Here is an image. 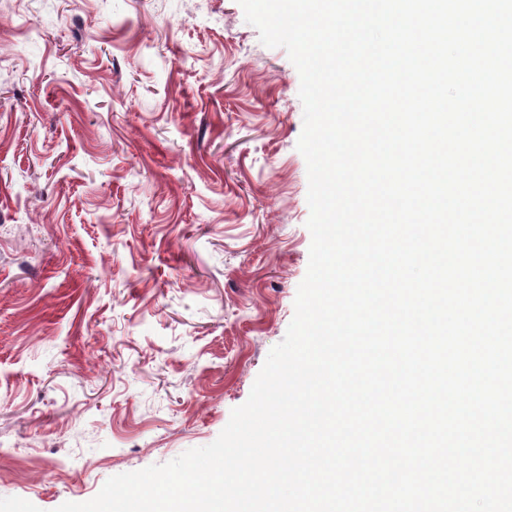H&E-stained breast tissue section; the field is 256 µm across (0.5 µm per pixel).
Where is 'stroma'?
Returning a JSON list of instances; mask_svg holds the SVG:
<instances>
[{"mask_svg": "<svg viewBox=\"0 0 512 512\" xmlns=\"http://www.w3.org/2000/svg\"><path fill=\"white\" fill-rule=\"evenodd\" d=\"M299 89L238 0H0V512L247 401L309 263Z\"/></svg>", "mask_w": 512, "mask_h": 512, "instance_id": "stroma-1", "label": "stroma"}]
</instances>
